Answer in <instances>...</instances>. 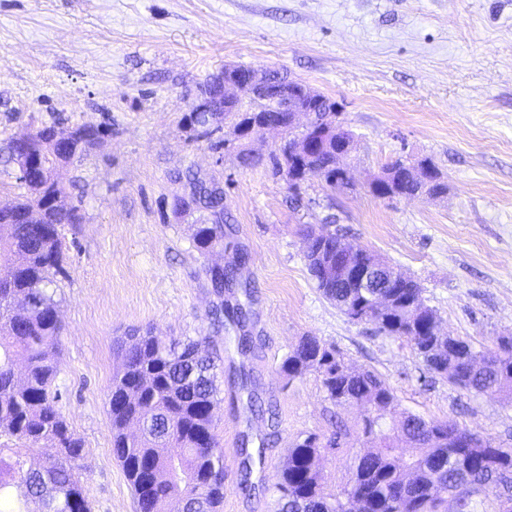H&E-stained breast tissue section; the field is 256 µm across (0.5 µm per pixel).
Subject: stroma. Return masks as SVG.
<instances>
[{"label":"stroma","instance_id":"stroma-1","mask_svg":"<svg viewBox=\"0 0 512 512\" xmlns=\"http://www.w3.org/2000/svg\"><path fill=\"white\" fill-rule=\"evenodd\" d=\"M228 64L336 101L355 135L349 188L311 175L291 192L271 171L277 131L246 143L229 119L211 149L185 117ZM103 123L111 134L55 168L80 221L63 230L65 272L50 286L64 325L57 406L83 444L91 512H139L108 394L118 342L149 328L213 336L220 353L222 512H274L272 486L308 435L342 433L322 463L334 492L371 447L360 406L334 405L317 374L281 371L306 335L375 371L399 415L450 419L512 448V402L453 386L406 340L349 320L304 260L308 230L343 234L417 279L447 334L488 348L512 336V0H0V149L22 131ZM400 156L430 159L446 191L375 197L369 182ZM189 167L224 187V246L206 255L192 218L172 211L186 192L173 174ZM207 263L239 265L238 286L216 295ZM218 302L247 305L250 321L214 333ZM242 336L254 350L240 351Z\"/></svg>","mask_w":512,"mask_h":512}]
</instances>
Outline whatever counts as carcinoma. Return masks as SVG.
<instances>
[{
  "mask_svg": "<svg viewBox=\"0 0 512 512\" xmlns=\"http://www.w3.org/2000/svg\"><path fill=\"white\" fill-rule=\"evenodd\" d=\"M54 132L49 126L29 134L48 175L56 164L68 163L84 151L82 146L62 150ZM317 162L328 186L348 184L335 157L325 154ZM407 163L398 158L387 165L393 174L390 190L398 195L416 191L405 176ZM174 178L186 182L196 204L195 247L206 254L224 244L228 219L221 183L191 168L176 172ZM16 181L35 194L16 207H40V223L11 224L9 213L0 210V438L28 448L50 443L59 448L60 457L33 468L25 466L19 452L7 459L0 448V512H90L76 473L83 447L69 431L53 395L62 323L48 291L63 270L61 227L74 223L77 207L65 201L63 188L56 199L41 181L27 182L19 174ZM356 246L325 229L308 244L306 264L324 298L345 316L372 323L390 337L405 336L413 323L439 321L418 282L392 266L394 303L384 313L375 312L360 289L333 276L336 255ZM203 271L220 296L224 284L234 281V271L221 265H207ZM208 340L201 336L176 342L148 332L121 346L123 363L109 393L112 448L142 512H171V502L201 495L206 512H219L224 501V448L213 419L219 386L214 358L205 350ZM408 343L429 372L475 393L512 399V336L501 337L494 349L451 337L448 351L439 356L431 355V336H414ZM338 356L335 347L304 336L281 370L290 377L317 374L327 397L338 406L344 399L375 404L365 432L372 449L356 458L349 484L336 494L327 491L320 463L326 447H336L341 433L335 430L326 437V447L315 445L320 439L316 434L295 443L274 484L276 512L285 507L289 512H351L348 504L357 494L364 498L367 512H442L448 495L464 479L512 474V449L490 437L483 438L480 448L448 443L449 436L466 434L454 422L405 416L397 425L387 424L398 408L393 392L371 370L340 372ZM20 363L25 368L21 379L16 377ZM415 420L437 440L412 432Z\"/></svg>",
  "mask_w": 512,
  "mask_h": 512,
  "instance_id": "1",
  "label": "carcinoma"
}]
</instances>
